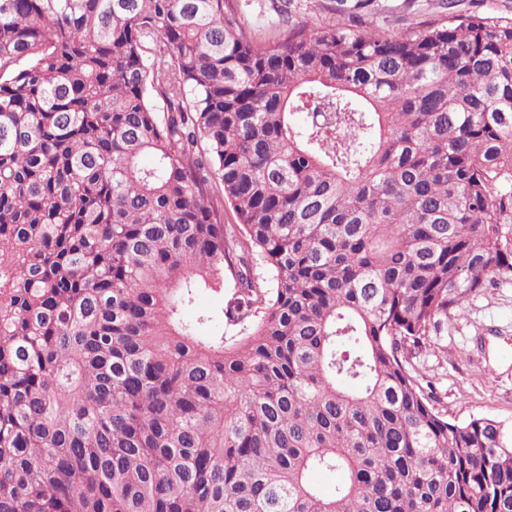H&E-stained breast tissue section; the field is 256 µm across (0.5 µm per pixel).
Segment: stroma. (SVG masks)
<instances>
[{
  "mask_svg": "<svg viewBox=\"0 0 512 512\" xmlns=\"http://www.w3.org/2000/svg\"><path fill=\"white\" fill-rule=\"evenodd\" d=\"M240 9L257 40L265 41L287 17L388 32L451 11L512 17V0H240ZM414 364L449 420L488 417L512 427V282H493L465 298Z\"/></svg>",
  "mask_w": 512,
  "mask_h": 512,
  "instance_id": "stroma-1",
  "label": "stroma"
}]
</instances>
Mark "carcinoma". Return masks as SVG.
Listing matches in <instances>:
<instances>
[{
  "label": "carcinoma",
  "mask_w": 512,
  "mask_h": 512,
  "mask_svg": "<svg viewBox=\"0 0 512 512\" xmlns=\"http://www.w3.org/2000/svg\"><path fill=\"white\" fill-rule=\"evenodd\" d=\"M503 276L512 18L0 0V512H512L407 358ZM224 298L225 290L223 293L202 288L197 295L194 305L184 311L183 317L186 320H194L201 312L216 314L224 306Z\"/></svg>",
  "instance_id": "1"
}]
</instances>
